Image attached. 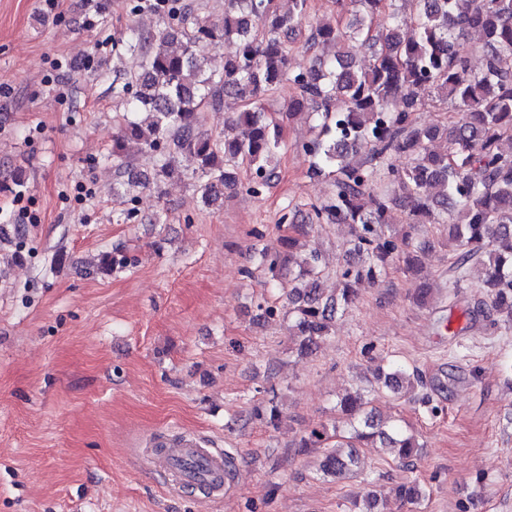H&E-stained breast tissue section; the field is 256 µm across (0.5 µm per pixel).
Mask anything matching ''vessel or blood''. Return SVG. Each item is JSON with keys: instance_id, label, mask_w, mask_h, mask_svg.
I'll return each instance as SVG.
<instances>
[{"instance_id": "vessel-or-blood-1", "label": "vessel or blood", "mask_w": 512, "mask_h": 512, "mask_svg": "<svg viewBox=\"0 0 512 512\" xmlns=\"http://www.w3.org/2000/svg\"><path fill=\"white\" fill-rule=\"evenodd\" d=\"M150 451L145 457L149 469L170 474L171 484L181 487L208 481L209 493L223 497L229 492V482L220 481L224 472V451L190 432H159L149 438Z\"/></svg>"}]
</instances>
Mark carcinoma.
I'll use <instances>...</instances> for the list:
<instances>
[{"label": "carcinoma", "mask_w": 512, "mask_h": 512, "mask_svg": "<svg viewBox=\"0 0 512 512\" xmlns=\"http://www.w3.org/2000/svg\"><path fill=\"white\" fill-rule=\"evenodd\" d=\"M224 0L220 28L194 13L186 0H133L132 13L160 14L166 27L145 34L136 27L121 45L141 55L139 69L121 77L113 93L133 114L112 146V163L126 166L133 143L154 161L152 182L129 180L113 191L133 202L142 189L180 175L176 158L196 164L203 201L214 204L238 185L244 166L252 174L243 185L257 195L274 178L271 161L282 147L281 127L267 117L260 100L288 81L298 89L288 108L294 116L311 105L315 136L302 144L317 174L332 177L330 194L310 207L318 221L360 226L355 250L359 264L341 274L344 287L327 295L320 288V251L313 248L288 273V315L293 335L310 350L329 336L338 311L353 301L357 286L373 282L400 254L407 264L424 248L410 232L385 233L394 212L407 226L448 225L454 252L452 288L479 268L486 299L481 306L512 324V0H336L354 7L345 30L330 23L310 28L306 47L331 53L296 70L284 37L308 17V0ZM386 11L392 25L374 35L375 15ZM480 34L484 61L475 70L457 49L469 33ZM201 41L230 51L221 72L208 71L196 46ZM359 42L370 64H356L349 43ZM242 110L224 124V138L199 131L201 113L221 107L224 98ZM448 102L453 115L419 123L413 113ZM394 156L404 164L391 161ZM404 370L392 364L379 376L394 394L403 389ZM360 391L340 400L343 412L361 422L349 437L313 432L310 445L324 448L320 471L340 476L355 463L356 443L369 438L391 448L401 461L415 455L413 436L387 426Z\"/></svg>", "instance_id": "1"}]
</instances>
